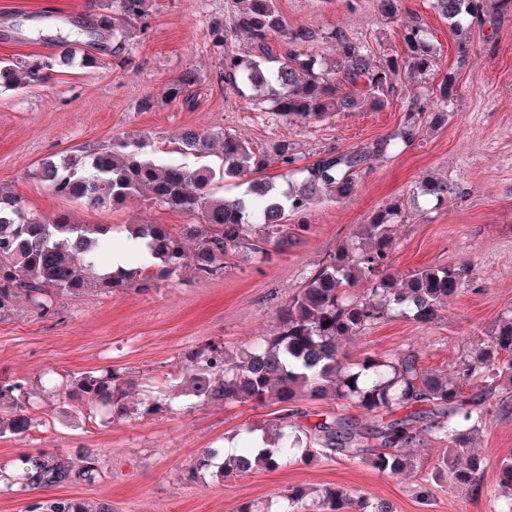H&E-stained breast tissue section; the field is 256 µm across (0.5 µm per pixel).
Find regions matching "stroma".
I'll return each instance as SVG.
<instances>
[{
  "instance_id": "obj_1",
  "label": "stroma",
  "mask_w": 512,
  "mask_h": 512,
  "mask_svg": "<svg viewBox=\"0 0 512 512\" xmlns=\"http://www.w3.org/2000/svg\"><path fill=\"white\" fill-rule=\"evenodd\" d=\"M144 30L129 47L130 61L100 69L78 65L51 73L40 85L0 90V185L20 195L33 213L51 217L66 210L82 224H108L116 242L130 224L178 228L194 216L141 199L115 208L89 209L52 193L33 171L57 158L113 143L146 140L147 149L178 160L181 134L188 128L233 133L254 150L268 151L285 140L308 164L319 152L365 146L396 133L406 105L422 91H438L446 75L455 86L448 119L423 123L409 147L375 162L345 200L321 199L292 224L306 225L301 244L272 263L230 257L223 274L201 279L183 269L172 279L106 294L88 289L63 296L57 314L43 317L26 304L0 316V376L27 381L35 394V425L27 436L0 438V470L11 471L20 455L39 451L99 452L102 475L91 485L19 491L0 486V512H24L34 500L72 497L107 504L112 512H236L252 503L257 512L280 508L296 486L318 490L341 486L384 499L395 512H502L506 502L498 463L512 455V414L492 419L472 446L485 457L479 490L432 477L445 444L431 441L413 449V473L397 477L369 464L320 456L270 471L261 466L229 478L201 471L194 482L183 473L208 448L241 440L246 431L271 427L283 415L271 403L199 404L183 383L184 355L196 346L223 341L243 348L272 333L288 296L329 253L395 200L405 219L394 227L393 271L403 276L425 266H469L471 276L449 298L438 320L422 325L391 316L346 344L350 358L412 349L423 368L453 373L458 357L493 329L512 308V14L497 29L474 27L477 54L464 61L452 26L431 0H402L397 19L382 17L378 0H278L288 27L315 31L306 51L322 59L336 55L326 32L338 28L368 42L375 55L403 53L405 25L417 21L435 49L427 79L400 78L383 109L341 112L307 125L246 104L218 75L220 57L210 30L228 21L236 0H146ZM98 12L96 0H0V57L42 61L58 53L60 34L88 40ZM202 77L183 97L166 91L186 71ZM152 110H141L144 99ZM463 189L445 202L421 193L426 179ZM115 369L160 382L173 412L137 415L108 423L98 413L56 398L72 376Z\"/></svg>"
}]
</instances>
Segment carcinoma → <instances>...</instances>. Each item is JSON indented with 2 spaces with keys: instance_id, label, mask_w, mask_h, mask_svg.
Wrapping results in <instances>:
<instances>
[{
  "instance_id": "1",
  "label": "carcinoma",
  "mask_w": 512,
  "mask_h": 512,
  "mask_svg": "<svg viewBox=\"0 0 512 512\" xmlns=\"http://www.w3.org/2000/svg\"><path fill=\"white\" fill-rule=\"evenodd\" d=\"M238 3L228 22L213 27L211 37L222 59L220 78L242 90L251 105L269 102L280 114L313 124L336 112L367 105L383 108L400 77L426 76L431 70L434 49L417 22L403 34L404 52L382 57L374 56L368 43L334 29L328 38L336 42V60L328 66L302 52L314 33L285 25L276 0ZM432 4L456 27L463 57L471 53L466 40L469 27H493L500 16L512 11V0H432ZM144 17V0H110L94 24L98 42L64 38L59 40L56 57L32 64L0 58V88L36 86L47 79V72L75 64L104 67L107 61L102 52L109 41L112 63L123 66L129 61V43L137 36L136 23ZM238 32L249 38L247 54L228 48ZM275 37L284 45L278 57L270 55L269 43ZM198 81L199 74L189 70L170 84L168 95L175 99L184 87ZM360 82L366 90L357 89ZM453 86L448 75L437 100L428 95L412 99L406 122L392 137L356 150H325L303 167L297 166L299 157L286 141L275 144L267 159L236 135L205 129L186 132L178 153L203 159L218 136L224 177L256 174L246 194L230 201L211 194L214 170L210 165L162 162L139 144L132 149L127 143L114 144L41 162L36 178L53 193L87 208L114 207L142 197L172 210L199 214L203 223L180 231L167 224H135L128 234L144 243L146 253L136 264L103 269L102 257L117 249L107 226L78 224L68 211L43 218L29 212L15 192L0 187V315L11 311L19 299L41 316L52 315L56 295H78L92 283L109 294L132 286L146 288L187 266L198 277L210 278L224 269V257L240 251L259 254L266 262L285 255L307 231L302 224L288 223V217L323 197H351L358 176L396 145L407 147L417 139L426 112L435 121L448 117ZM271 164L289 174L302 173V181L281 190L274 178L262 175ZM426 190L440 201L463 195L458 187L439 182ZM400 213V202L389 204L346 245L324 257L307 274L303 287L288 297L274 334L257 337L237 353L221 341H212L186 355L188 395L202 404H292L304 392L312 398L329 396L336 405L361 410L370 420L363 425L330 411L315 423L301 426L291 420L295 413L289 412L279 423L278 440L265 448L242 440L237 453L218 466V476L244 473L256 465L276 470L314 455L359 460L381 474L400 476L410 471L407 449L444 439L448 448L432 474L437 478L446 474L457 485L479 487L484 463L470 446L472 435L490 424L492 416L512 413V310L500 318L484 342L457 359L456 374L451 377L424 369L414 352L369 353L351 360L341 348L395 311L420 324L434 323L448 298L471 275L467 267L431 266L397 279L392 274V221ZM187 238L196 241L191 252L185 247ZM360 283L368 289L357 294ZM325 321L329 325H323ZM136 386L134 377L122 372L86 371L74 377L64 397L78 409L106 408L111 422L173 411L170 402L152 395L132 401L130 393ZM32 397L25 381L0 377V438L25 436L32 429ZM399 409L406 414L388 418ZM218 456L219 450H206L184 478L195 480L197 470L210 466ZM101 469L100 455L91 451L80 455L78 466L63 455L28 453L17 460L11 473L0 474V482L8 487L18 484L24 490L91 485L101 477ZM315 503L318 512H390L384 504L356 499L340 487L320 492ZM26 512L91 510L83 500L60 499L36 501Z\"/></svg>"
}]
</instances>
